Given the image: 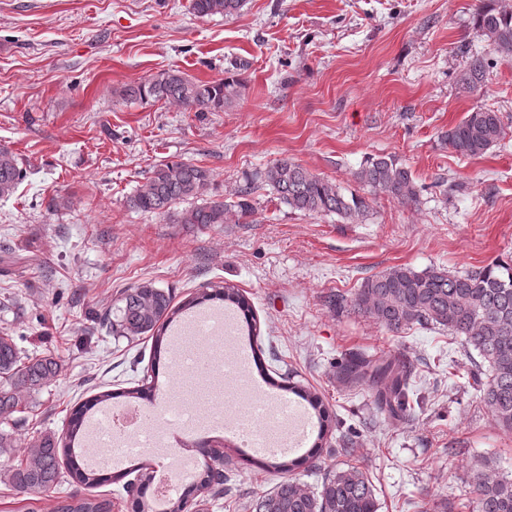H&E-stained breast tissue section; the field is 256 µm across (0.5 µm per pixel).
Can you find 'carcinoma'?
<instances>
[{"mask_svg": "<svg viewBox=\"0 0 512 512\" xmlns=\"http://www.w3.org/2000/svg\"><path fill=\"white\" fill-rule=\"evenodd\" d=\"M245 0H193V10L201 16L231 15ZM473 24L486 36L492 54L470 53L458 78L464 90H478L488 69L498 61H512V11L484 0L473 15ZM237 80L200 81L178 69H167L152 77L123 86L118 95L126 100L167 101L197 112H221L237 93ZM457 155L474 159L483 156L503 138L499 113L474 107L442 135ZM24 177L18 156L0 146V198L14 194ZM365 194L345 196L341 188L320 175L288 159H280L258 172L255 180L270 187L280 203L293 211L308 214H335L351 221L371 208L380 195L403 205L419 201L422 187L411 170L391 156L367 157L355 173ZM211 173L194 163L171 161L155 166L128 203L134 209L166 215L174 213L178 224H238L254 213L251 203L254 185L246 183L226 201L208 194ZM189 207L174 211L180 204ZM215 300L236 306L243 316L245 335L257 360V371L271 385L292 393L306 402L318 421L317 442L303 455L274 461H259L267 469L288 472L300 465L317 466L322 439L332 422L317 394L296 386L283 385L269 373L263 359L251 306L238 288L224 283L209 285L196 296L176 306L170 292L151 281L123 289L103 325L112 335L124 338L149 336L154 341L153 357L159 361L170 353L167 328L182 312ZM336 308L350 302L381 326L400 333L413 325L448 329L461 339L467 352H475L471 379L479 388L484 405L496 425L512 431V258L494 259L484 266L451 273L432 268L417 271L394 266L365 278L352 299L338 294ZM65 371L64 361L54 354L29 355L17 346L14 337L0 334V483L28 500L48 495L64 477L87 489L121 480L103 469L81 463L86 453L82 438L91 412L112 400L114 393L101 392L70 408L67 423L60 431L34 432L24 451L17 450L11 428L27 422L37 407V396ZM337 379L348 387L369 392L378 412L392 419L414 415L412 397L414 365L402 356L382 350L375 354L352 353L338 364ZM80 452H75V448ZM209 462L198 473L197 481L178 498L163 500L162 512H184L188 498L194 499L195 512H208L212 501L227 494L230 455L211 450ZM476 482L473 512H512V475L497 472L490 459L475 461ZM110 503L101 495L71 496L57 512H109ZM380 502L367 468L348 464L333 468L321 484L308 489L284 477L256 499L255 512H379Z\"/></svg>", "mask_w": 512, "mask_h": 512, "instance_id": "carcinoma-1", "label": "carcinoma"}]
</instances>
